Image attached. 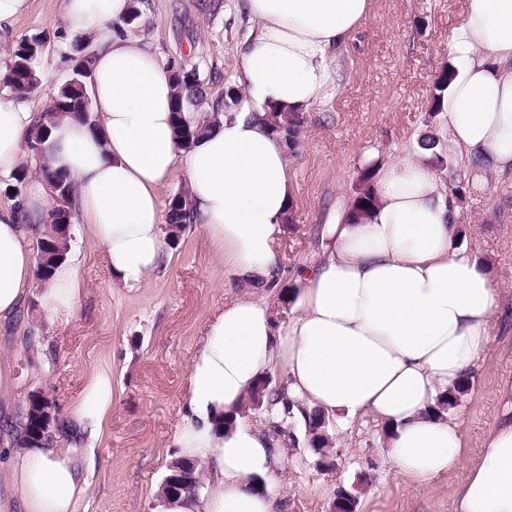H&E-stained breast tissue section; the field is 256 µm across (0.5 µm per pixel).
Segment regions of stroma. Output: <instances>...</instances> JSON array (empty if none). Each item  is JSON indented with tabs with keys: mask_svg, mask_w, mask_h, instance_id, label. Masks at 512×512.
<instances>
[{
	"mask_svg": "<svg viewBox=\"0 0 512 512\" xmlns=\"http://www.w3.org/2000/svg\"><path fill=\"white\" fill-rule=\"evenodd\" d=\"M240 0H133L119 28L166 67L195 71L209 99L239 85L237 52L254 24ZM62 0H30L0 52L39 38V66L55 77L24 100L41 114L74 76L79 59L61 19ZM457 0H374V16L346 43L344 80L304 114L289 156L294 221L279 251L282 290L297 269L322 253V228L332 207L358 187L368 160L389 161L427 135H442L445 120L431 109L439 72L453 66L448 36L458 24ZM453 196L461 214L457 244L483 260L501 295L498 322L484 361L454 407L462 453L476 461L495 422L499 382L512 378V177L478 171ZM69 260L87 288L70 316L48 319L33 288L14 319L0 323V357L15 366L19 388L0 395V423L14 419L34 391L52 399L67 422L92 367L112 371V410L77 458L89 492L78 512H156L170 473L166 457L188 390V361L205 327L242 286L224 281V265L206 243L202 225H188L148 286L116 281L102 248L92 246L80 219L66 228ZM332 444L320 455L308 441L290 449L279 477V512H332L339 490L357 497L356 512H452L461 472L413 484L387 454V427L370 416L331 419Z\"/></svg>",
	"mask_w": 512,
	"mask_h": 512,
	"instance_id": "stroma-1",
	"label": "stroma"
}]
</instances>
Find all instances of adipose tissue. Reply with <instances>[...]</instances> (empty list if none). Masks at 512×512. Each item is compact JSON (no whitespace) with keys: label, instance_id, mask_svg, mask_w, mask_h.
Listing matches in <instances>:
<instances>
[{"label":"adipose tissue","instance_id":"adipose-tissue-1","mask_svg":"<svg viewBox=\"0 0 512 512\" xmlns=\"http://www.w3.org/2000/svg\"><path fill=\"white\" fill-rule=\"evenodd\" d=\"M372 6L241 0L256 25L239 51L247 98L184 150L173 137L169 70L109 34L129 17L130 0H63L69 36L102 43L91 67L97 123L62 117L42 147L72 183L91 243L125 286L148 285L164 257L159 191L181 163L225 278L248 288L225 303L190 361L175 458L204 465L206 487L162 497L160 512H278L275 479L287 451L273 445L267 423L241 413L257 379L273 371L306 409L387 424L390 455L417 485L461 472L453 512H512V382L497 390L500 410L475 463L463 460L457 421L435 410L483 359L498 290L479 259L457 247L455 200L418 156L377 166L367 216L349 202L330 216V246L298 277L287 320L264 294L280 283L275 243L292 207L288 148L265 115L325 98L341 79L342 46ZM448 50L459 66L442 102L449 153L512 174V0H464ZM33 123L22 105L0 101V176L23 166ZM27 233L16 208L0 207V322L34 286ZM84 287L63 262L40 294L43 312L71 314ZM112 393L110 369L94 367L73 423L99 432ZM0 479L8 489L0 512H76L86 492L70 449L57 445L16 450Z\"/></svg>","mask_w":512,"mask_h":512}]
</instances>
